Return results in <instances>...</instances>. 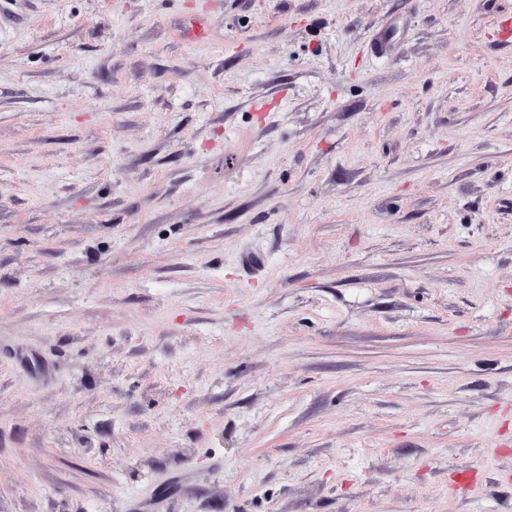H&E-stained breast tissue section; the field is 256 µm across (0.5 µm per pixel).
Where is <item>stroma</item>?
I'll list each match as a JSON object with an SVG mask.
<instances>
[{
  "mask_svg": "<svg viewBox=\"0 0 512 512\" xmlns=\"http://www.w3.org/2000/svg\"><path fill=\"white\" fill-rule=\"evenodd\" d=\"M507 20L0 0V512H512Z\"/></svg>",
  "mask_w": 512,
  "mask_h": 512,
  "instance_id": "obj_1",
  "label": "stroma"
}]
</instances>
